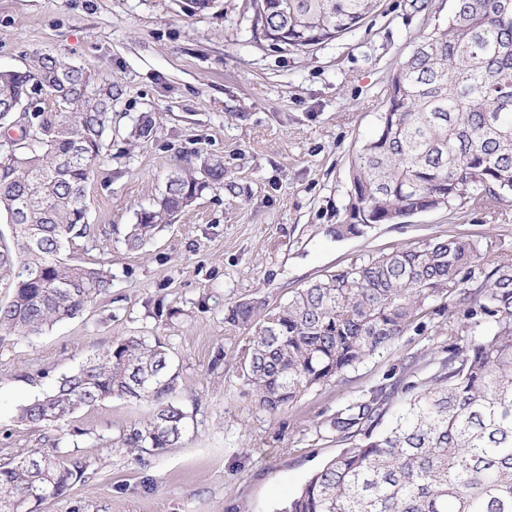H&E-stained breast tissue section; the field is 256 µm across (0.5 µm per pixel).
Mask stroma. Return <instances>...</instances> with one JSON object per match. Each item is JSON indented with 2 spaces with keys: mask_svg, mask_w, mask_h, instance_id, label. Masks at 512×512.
<instances>
[{
  "mask_svg": "<svg viewBox=\"0 0 512 512\" xmlns=\"http://www.w3.org/2000/svg\"><path fill=\"white\" fill-rule=\"evenodd\" d=\"M448 9L449 0L423 11L415 0H379L358 30L302 52L256 36L251 0H214L203 13L189 0H0V71L49 53L119 90L87 193L95 233L69 251L111 258L113 298L0 343V460L40 445L17 423L20 405L121 336L161 338L173 397L189 414L182 445L141 464L114 441L150 418L152 403L115 398L78 412L67 443L85 474L38 512H279L338 452L322 429L330 415L369 390L393 392L406 364L424 371L447 348L457 309L272 416L240 376L253 331L225 323L224 308L255 296L286 302L353 261L437 236L491 243L512 262V198L490 210L422 212L360 237L330 234L346 216L351 161L385 109L389 74ZM145 112L156 115L154 133L137 143L129 132ZM198 153L223 158V184L129 249L137 212ZM160 299L172 310L162 320L152 316Z\"/></svg>",
  "mask_w": 512,
  "mask_h": 512,
  "instance_id": "obj_1",
  "label": "stroma"
}]
</instances>
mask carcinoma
<instances>
[{"instance_id":"1","label":"carcinoma","mask_w":512,"mask_h":512,"mask_svg":"<svg viewBox=\"0 0 512 512\" xmlns=\"http://www.w3.org/2000/svg\"><path fill=\"white\" fill-rule=\"evenodd\" d=\"M378 0H253L252 27L295 50L356 29ZM53 108L43 105L42 93ZM112 79L51 54L0 72V342L41 335L81 316L112 290V261H74L66 246L90 235L86 193L112 131ZM143 113L130 136L148 140ZM224 183V161L197 155L167 177L155 207L126 236L138 248ZM512 194V0H452L448 22L425 32L388 80L386 107L352 161L346 220L330 233L358 237L426 211L490 208ZM463 309L465 323L432 374L408 381L399 408L376 391L330 417L341 451L280 512H512V264L465 236L437 237L326 275L274 307L255 297L224 312L252 326L245 385L271 415L305 392L388 349L423 318ZM490 333L478 334L481 323ZM164 343L121 336L22 406L17 422L52 431L0 465V512L57 499L85 472L63 426L114 397L146 400L152 416L120 433L136 461L182 443L187 413L172 400Z\"/></svg>"}]
</instances>
